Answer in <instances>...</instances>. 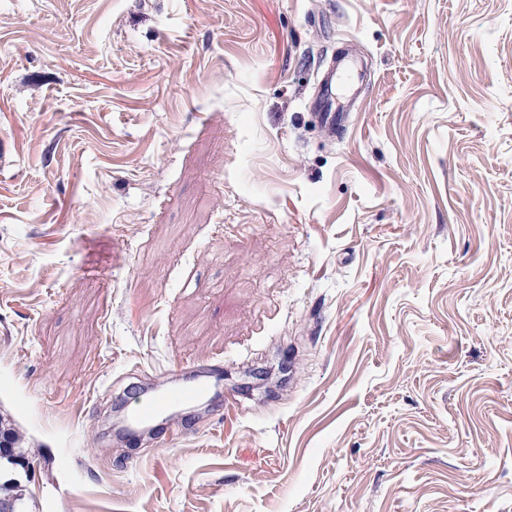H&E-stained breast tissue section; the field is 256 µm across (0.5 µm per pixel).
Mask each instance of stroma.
Listing matches in <instances>:
<instances>
[{
    "label": "stroma",
    "instance_id": "1",
    "mask_svg": "<svg viewBox=\"0 0 512 512\" xmlns=\"http://www.w3.org/2000/svg\"><path fill=\"white\" fill-rule=\"evenodd\" d=\"M0 425L27 512H512V0H0ZM337 73L339 75L361 77L357 65L349 57V54L347 52H341L333 62V66L326 72L322 79L315 106L320 108L321 112H318V118L322 128L328 135H333L338 131L343 122V107L338 104L333 107V100L329 99L332 92V85L336 82ZM212 390L213 386L208 381H199L189 386L173 387L167 390L166 393L144 402L132 416L130 426L135 427L150 422L167 412L171 407L199 400Z\"/></svg>",
    "mask_w": 512,
    "mask_h": 512
}]
</instances>
